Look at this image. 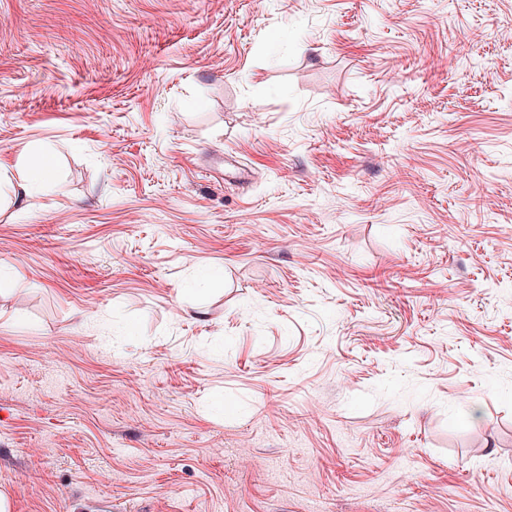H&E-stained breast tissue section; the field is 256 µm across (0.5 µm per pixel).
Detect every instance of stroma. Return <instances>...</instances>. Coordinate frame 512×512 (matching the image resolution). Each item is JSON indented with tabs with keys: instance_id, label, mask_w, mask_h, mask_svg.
<instances>
[{
	"instance_id": "stroma-1",
	"label": "stroma",
	"mask_w": 512,
	"mask_h": 512,
	"mask_svg": "<svg viewBox=\"0 0 512 512\" xmlns=\"http://www.w3.org/2000/svg\"><path fill=\"white\" fill-rule=\"evenodd\" d=\"M0 491L512 512V0H0ZM52 174V161L47 153L31 150L18 169L19 187L26 195Z\"/></svg>"
}]
</instances>
